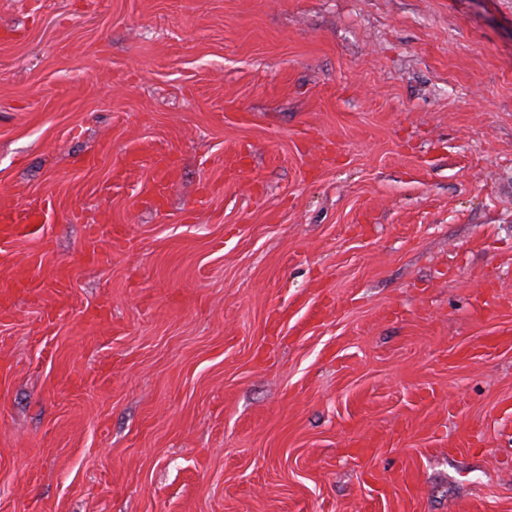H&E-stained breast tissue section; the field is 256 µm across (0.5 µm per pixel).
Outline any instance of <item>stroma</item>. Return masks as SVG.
Masks as SVG:
<instances>
[{
    "label": "stroma",
    "instance_id": "stroma-1",
    "mask_svg": "<svg viewBox=\"0 0 512 512\" xmlns=\"http://www.w3.org/2000/svg\"><path fill=\"white\" fill-rule=\"evenodd\" d=\"M35 199L0 512H512V0H0ZM134 151L137 154L145 151H151L155 164L148 192L158 206L163 205L170 193L177 175V169L174 167L176 161L167 156L168 151L153 149L150 146L141 147Z\"/></svg>",
    "mask_w": 512,
    "mask_h": 512
}]
</instances>
